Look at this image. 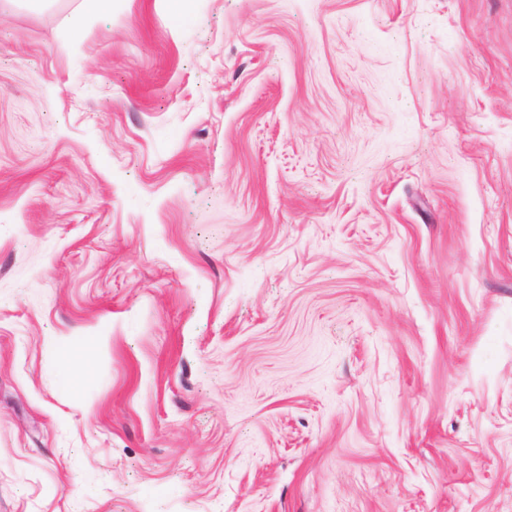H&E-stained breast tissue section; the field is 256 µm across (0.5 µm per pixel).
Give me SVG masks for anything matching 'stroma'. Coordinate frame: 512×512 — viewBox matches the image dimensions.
Returning a JSON list of instances; mask_svg holds the SVG:
<instances>
[{"instance_id":"1","label":"stroma","mask_w":512,"mask_h":512,"mask_svg":"<svg viewBox=\"0 0 512 512\" xmlns=\"http://www.w3.org/2000/svg\"><path fill=\"white\" fill-rule=\"evenodd\" d=\"M0 512H512V0H0Z\"/></svg>"}]
</instances>
